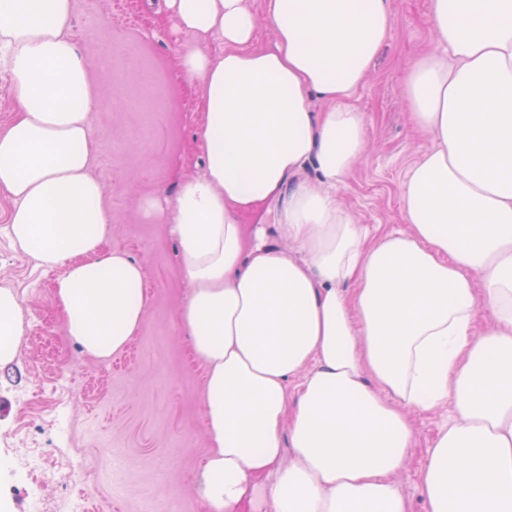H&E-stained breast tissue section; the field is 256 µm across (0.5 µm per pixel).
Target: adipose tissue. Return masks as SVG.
Listing matches in <instances>:
<instances>
[{
  "label": "adipose tissue",
  "instance_id": "adipose-tissue-1",
  "mask_svg": "<svg viewBox=\"0 0 512 512\" xmlns=\"http://www.w3.org/2000/svg\"><path fill=\"white\" fill-rule=\"evenodd\" d=\"M166 4L192 39L178 75L201 81L204 168L169 208L189 285L176 320L204 367L207 512H241L259 489L271 512H412L396 483L409 413L447 402L420 473L426 512H512V0H431L439 50L403 91L434 145L403 184L404 228L377 239L330 189L368 146L350 100L389 36V0ZM73 13L74 0H0L15 110L0 194L13 246L59 272L67 336L107 358L143 326L145 272L103 249L97 97ZM269 204L274 237L257 245L244 219ZM23 333L0 287L1 367Z\"/></svg>",
  "mask_w": 512,
  "mask_h": 512
}]
</instances>
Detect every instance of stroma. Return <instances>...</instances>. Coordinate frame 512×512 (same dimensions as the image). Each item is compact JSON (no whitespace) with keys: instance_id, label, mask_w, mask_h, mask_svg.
<instances>
[{"instance_id":"35a3bbf8","label":"stroma","mask_w":512,"mask_h":512,"mask_svg":"<svg viewBox=\"0 0 512 512\" xmlns=\"http://www.w3.org/2000/svg\"><path fill=\"white\" fill-rule=\"evenodd\" d=\"M392 30L351 103L370 141L336 199L373 237L403 228L401 186L433 145L417 131L402 92L408 62L432 48L430 0H390ZM72 34L88 56L99 100L93 173L112 214L110 247L146 273L143 327L123 353L96 359L65 333L53 300L56 271L38 267L0 232V286L24 306L15 360L0 368V512H206L196 475L208 441L202 427L204 369L174 321L189 287L177 244L147 200L173 196L179 176L197 174L199 87L177 80L173 59L189 38L165 0H77ZM417 442L396 481L426 512L419 471L453 418L451 406L414 411ZM111 479L73 483L65 465L96 469L111 453Z\"/></svg>"}]
</instances>
